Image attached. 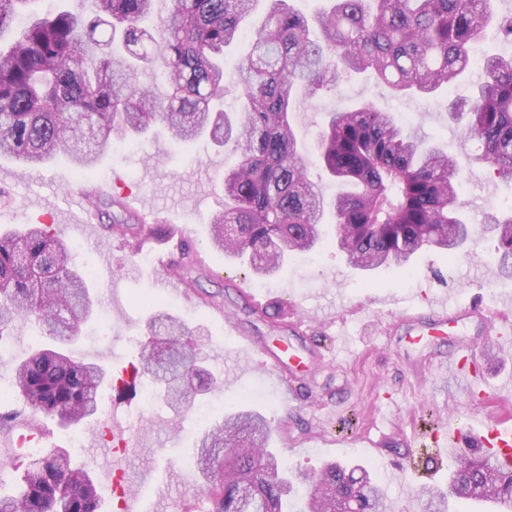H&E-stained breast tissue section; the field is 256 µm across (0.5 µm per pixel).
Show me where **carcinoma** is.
<instances>
[{"instance_id":"cac0c4a2","label":"carcinoma","mask_w":512,"mask_h":512,"mask_svg":"<svg viewBox=\"0 0 512 512\" xmlns=\"http://www.w3.org/2000/svg\"><path fill=\"white\" fill-rule=\"evenodd\" d=\"M33 0H0V156L25 168L65 157L82 178L97 172L118 141H140L165 130L180 144L202 138L228 148L224 204L211 218L212 247L247 265L255 278L277 276L288 258L329 242L357 270L406 269L421 250L448 255L475 241L460 198L462 165L447 151L406 132L393 115L366 100L328 114L314 153L303 150L292 122L302 97L338 87L344 77L371 73L395 92L431 95L455 89L486 29L512 44V16L497 17L492 0H329L312 17L288 0H170L148 25L156 0H95L92 15L61 10L42 16ZM249 29L250 51L237 62L243 109L224 110V55ZM169 87L160 100L139 83L140 65ZM484 76L448 104V118L479 141L472 160L512 183V54L484 57ZM317 165L338 185L327 198L309 177ZM335 224H323L326 210ZM130 250L163 234L160 224L115 222ZM497 274L512 278V213L493 216ZM196 250L181 251L178 275L193 287ZM95 276L76 260L49 224L0 230V343L16 323H30L53 347L38 345L16 362L10 392L34 413L81 426L97 414L101 366L77 360L67 346L92 318ZM164 351L141 344L123 389L149 379L168 402L196 398L202 362L184 341V324L158 315ZM266 418L245 409L222 420L196 443L201 497L212 512H244L241 486L252 487L256 512H388L380 482L362 465L323 464L290 471L269 447ZM24 469L0 462V512H105L87 465L62 448H33ZM19 472L4 485L5 469ZM448 492L428 496L427 512L447 498L490 496L512 505V469L467 452L449 460Z\"/></svg>"}]
</instances>
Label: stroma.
<instances>
[{"mask_svg": "<svg viewBox=\"0 0 512 512\" xmlns=\"http://www.w3.org/2000/svg\"><path fill=\"white\" fill-rule=\"evenodd\" d=\"M367 99L450 154L463 159L475 151L474 140L449 120L446 96L402 95L367 74L347 78L336 92L305 99L295 114V131L314 142L326 112ZM227 163L226 152L207 140L184 146L163 133L109 152L90 181L63 159L25 172L0 158V227L52 214L61 220L60 237L67 245H80V259L97 269L95 312L75 343L77 357L116 372L137 362L140 345L148 339V320L162 310L184 323L206 366L220 379L210 394L177 411L158 398L144 402L139 388L104 391L103 405L132 439L121 451L104 437L103 415L81 426L83 445L75 449V431L11 401L0 405L12 415L0 427V457L20 454L22 437L42 433L48 444L71 449L89 463L104 501L112 500L119 471L126 488L139 496V512H183L197 503L202 484L190 463L197 439L245 405L276 428L273 445L288 466L316 468L328 460L367 466L381 479L391 512H423L420 488L448 487L447 472H435L434 466L446 454L449 408L467 413L460 426L465 435L479 431L490 416L512 425V392L495 390L512 381V315L502 313L512 301V281L497 278L491 243L481 242L453 259L423 251L408 269L372 274L348 266L329 246L295 257L275 279L261 283L210 244L209 221L224 198ZM117 175L143 200L144 210L138 215L106 206L102 223L143 220L187 233L203 259L194 274L192 301L166 285L157 264L164 240L135 256L116 234L63 223L73 209L67 193L98 189L110 198ZM461 198L469 221L479 227L492 207L512 204V185L473 164L462 175ZM146 294L155 305L142 303ZM412 298L424 306L440 299L480 301L494 310L496 333L487 335L483 324L473 321L445 328L440 336L420 335L417 325L398 316L399 307ZM258 300L287 302L288 313L275 318L255 313ZM256 345L300 354L304 385L298 394L287 393L259 361L252 351ZM466 348L482 368L481 378L472 383L444 372L435 361Z\"/></svg>", "mask_w": 512, "mask_h": 512, "instance_id": "obj_1", "label": "stroma"}]
</instances>
